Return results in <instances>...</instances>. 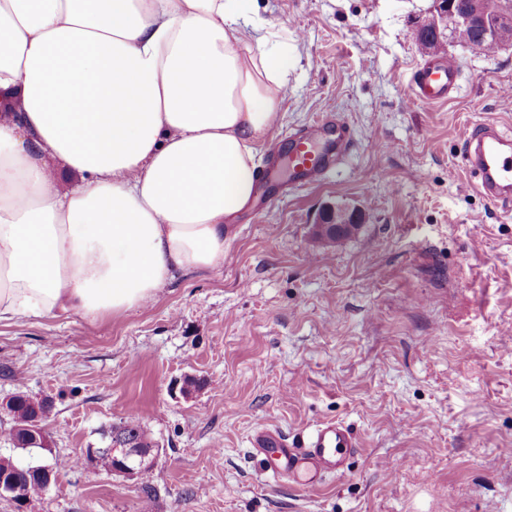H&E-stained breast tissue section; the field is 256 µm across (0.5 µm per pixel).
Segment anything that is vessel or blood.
<instances>
[{
	"mask_svg": "<svg viewBox=\"0 0 512 512\" xmlns=\"http://www.w3.org/2000/svg\"><path fill=\"white\" fill-rule=\"evenodd\" d=\"M460 67L455 58L440 54L419 66L414 93L418 99L438 103L458 91ZM351 140L344 126L329 128L320 121L306 131L289 135L288 157L295 182L309 184L328 174L349 151ZM467 168L478 178L477 188L489 200L512 201V138L484 125L466 139ZM254 448L262 452L275 474L301 486L314 487L324 474L339 470L357 444L342 423L318 427L302 444L288 441L278 428L262 426L253 434Z\"/></svg>",
	"mask_w": 512,
	"mask_h": 512,
	"instance_id": "1",
	"label": "vessel or blood"
}]
</instances>
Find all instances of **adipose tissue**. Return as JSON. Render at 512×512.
I'll list each match as a JSON object with an SVG mask.
<instances>
[{
  "instance_id": "adipose-tissue-1",
  "label": "adipose tissue",
  "mask_w": 512,
  "mask_h": 512,
  "mask_svg": "<svg viewBox=\"0 0 512 512\" xmlns=\"http://www.w3.org/2000/svg\"><path fill=\"white\" fill-rule=\"evenodd\" d=\"M253 0H0V321L97 320L224 265L293 58ZM71 176L59 189L60 174Z\"/></svg>"
}]
</instances>
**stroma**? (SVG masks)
<instances>
[{"mask_svg": "<svg viewBox=\"0 0 512 512\" xmlns=\"http://www.w3.org/2000/svg\"><path fill=\"white\" fill-rule=\"evenodd\" d=\"M255 47L288 44L282 118L262 151L267 204L242 214L221 272H179L154 301L91 322H0V398L49 399L48 448L78 457L138 417L158 442L133 479L59 471L49 493L0 512H512V205L472 187L465 137L512 135V45L448 42L460 90L415 98L412 31L434 0H255ZM340 119L353 149L293 187L287 137ZM358 210L338 243L325 209ZM194 387H187V380ZM341 421L358 448L303 488L267 469L262 425L289 439Z\"/></svg>", "mask_w": 512, "mask_h": 512, "instance_id": "35a3bbf8", "label": "stroma"}]
</instances>
